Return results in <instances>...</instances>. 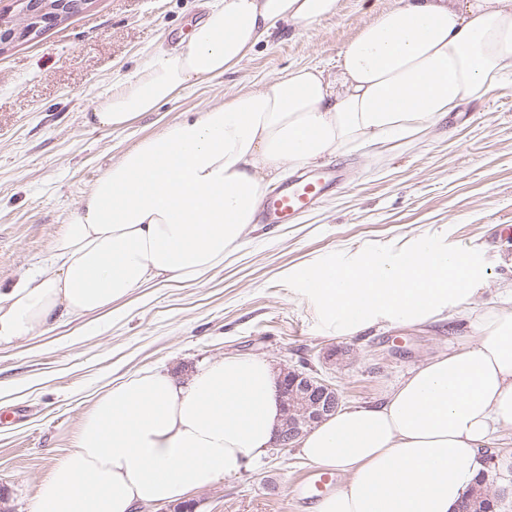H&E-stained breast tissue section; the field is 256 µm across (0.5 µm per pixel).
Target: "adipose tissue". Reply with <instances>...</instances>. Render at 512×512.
I'll use <instances>...</instances> for the list:
<instances>
[{
	"mask_svg": "<svg viewBox=\"0 0 512 512\" xmlns=\"http://www.w3.org/2000/svg\"><path fill=\"white\" fill-rule=\"evenodd\" d=\"M340 0H210L185 41L113 79L86 125L125 130L185 90L238 66L278 24L309 28ZM338 72L290 68L259 89L187 112L124 150L92 183L46 267L0 289V347L66 317L111 314L151 283L194 284L224 266L282 171L354 149L379 154L433 132L512 74V0H397L338 55ZM325 329L462 322L453 345L377 401L336 411L298 442L343 476L315 512H459L479 452L512 427V280L476 302L479 257L416 245L406 258L311 274ZM278 381L261 357L228 355L187 376L148 369L106 388L74 450L29 512H141L257 467L275 444Z\"/></svg>",
	"mask_w": 512,
	"mask_h": 512,
	"instance_id": "ef3b65f1",
	"label": "adipose tissue"
}]
</instances>
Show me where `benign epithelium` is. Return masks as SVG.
<instances>
[{
  "label": "benign epithelium",
  "instance_id": "obj_1",
  "mask_svg": "<svg viewBox=\"0 0 512 512\" xmlns=\"http://www.w3.org/2000/svg\"><path fill=\"white\" fill-rule=\"evenodd\" d=\"M21 8L10 22L0 17V50L35 36L48 24H53L79 11L86 0H17ZM281 396L285 418L280 427L276 446L293 447L305 430L335 413L341 406L336 388L320 377L315 369L283 372Z\"/></svg>",
  "mask_w": 512,
  "mask_h": 512
}]
</instances>
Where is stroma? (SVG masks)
Returning <instances> with one entry per match:
<instances>
[{"mask_svg":"<svg viewBox=\"0 0 512 512\" xmlns=\"http://www.w3.org/2000/svg\"><path fill=\"white\" fill-rule=\"evenodd\" d=\"M206 0H87L66 20L0 52V287L40 271L48 248L112 159L186 112L259 87L297 65L336 73L339 52L396 0H341L338 16L279 31L231 72L181 93L125 131L93 130L81 114L118 74L187 36ZM345 185L289 224H260L224 267L196 285L146 289L99 325L72 321L0 347V490L6 512H28L36 488L72 450L83 415L112 379L193 370L225 355L274 369L309 363L343 406L377 399L447 348V327L327 333L303 276L347 260L398 257L419 239L479 249L492 300L512 279V76L490 100L446 117L434 134L392 152L339 156ZM311 466L298 448L192 494L196 512H313L294 490Z\"/></svg>","mask_w":512,"mask_h":512,"instance_id":"35a3bbf8","label":"stroma"}]
</instances>
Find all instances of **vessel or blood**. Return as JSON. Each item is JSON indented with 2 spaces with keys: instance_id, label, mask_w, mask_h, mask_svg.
<instances>
[{
  "instance_id": "1",
  "label": "vessel or blood",
  "mask_w": 512,
  "mask_h": 512,
  "mask_svg": "<svg viewBox=\"0 0 512 512\" xmlns=\"http://www.w3.org/2000/svg\"><path fill=\"white\" fill-rule=\"evenodd\" d=\"M343 182L339 167L329 166L292 177L277 191L263 195L260 214L265 223L284 224L297 214L314 205L317 200L336 189ZM334 484L330 473L316 471L300 484L299 496L313 500L321 498Z\"/></svg>"
}]
</instances>
